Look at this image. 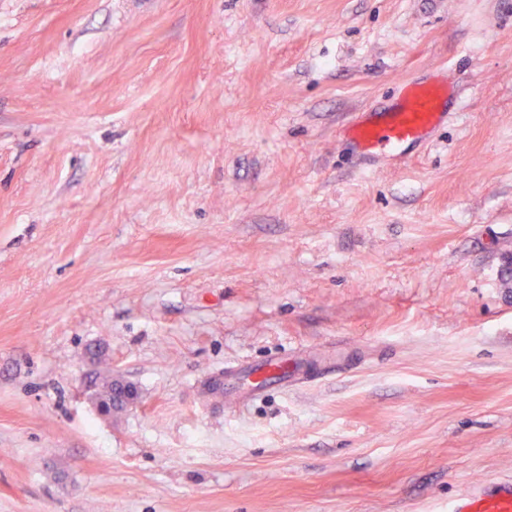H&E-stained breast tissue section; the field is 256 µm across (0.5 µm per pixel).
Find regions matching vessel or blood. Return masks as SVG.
I'll return each mask as SVG.
<instances>
[{
  "mask_svg": "<svg viewBox=\"0 0 512 512\" xmlns=\"http://www.w3.org/2000/svg\"><path fill=\"white\" fill-rule=\"evenodd\" d=\"M448 88L435 82H403L394 105L379 112L360 113L348 128L353 143L364 152L401 153L407 145L424 142L447 117ZM336 371L335 358L324 359L319 374H312L306 358L273 356L260 364L225 366L212 376L222 388L224 406L233 409L270 387L288 389L314 383ZM448 512H512V481L459 496Z\"/></svg>",
  "mask_w": 512,
  "mask_h": 512,
  "instance_id": "obj_1",
  "label": "vessel or blood"
}]
</instances>
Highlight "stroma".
Listing matches in <instances>:
<instances>
[{
    "instance_id": "1",
    "label": "stroma",
    "mask_w": 512,
    "mask_h": 512,
    "mask_svg": "<svg viewBox=\"0 0 512 512\" xmlns=\"http://www.w3.org/2000/svg\"><path fill=\"white\" fill-rule=\"evenodd\" d=\"M434 74L448 123L357 155ZM508 257L512 0H0V512H448L512 477ZM324 368L317 376L309 371V362L303 356L289 359L288 355H278L266 359L262 364L228 365L224 373L212 376L208 385L219 384L224 407L233 409L250 400L270 387L283 390L288 387H301L336 373V359L328 357L322 361ZM112 372H96L90 377L88 391L89 396L96 402H103L109 405L110 415L112 410L121 411L124 406V397L116 393L117 383L112 382Z\"/></svg>"
}]
</instances>
